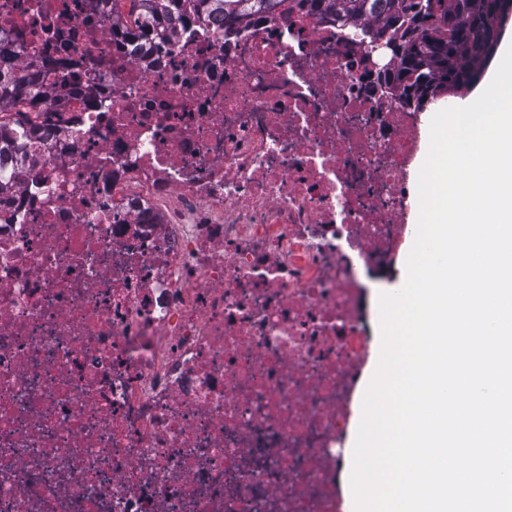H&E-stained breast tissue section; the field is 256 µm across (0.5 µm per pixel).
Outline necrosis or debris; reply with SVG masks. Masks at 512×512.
<instances>
[{
    "mask_svg": "<svg viewBox=\"0 0 512 512\" xmlns=\"http://www.w3.org/2000/svg\"><path fill=\"white\" fill-rule=\"evenodd\" d=\"M116 8L0 0L53 113L0 197V512H336L419 115L292 0L143 50ZM412 235H416V229L411 224V231L406 236L400 249L396 252L393 259L386 266L385 277L389 282L378 283L373 288H368L360 298L359 310L365 321L370 341L368 351L364 359L359 364L353 380L352 387L348 394L345 411L346 425L339 440L338 456L334 466L333 476L336 483V500L338 503L337 512H353L354 503L352 492L349 484V477L352 465V455L349 447L353 445L357 428L361 419V405L366 388V380L368 373L372 372L377 366L378 351L380 347L379 334V309L378 297L383 293L384 289L389 288L393 283L397 282L405 272L407 243Z\"/></svg>",
    "mask_w": 512,
    "mask_h": 512,
    "instance_id": "1",
    "label": "necrosis or debris"
}]
</instances>
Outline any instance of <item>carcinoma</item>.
<instances>
[{
	"label": "carcinoma",
	"mask_w": 512,
	"mask_h": 512,
	"mask_svg": "<svg viewBox=\"0 0 512 512\" xmlns=\"http://www.w3.org/2000/svg\"><path fill=\"white\" fill-rule=\"evenodd\" d=\"M282 0H139L140 12L125 23L124 37L165 38L175 21L211 13L224 15V23L233 25L259 14L272 15ZM300 7L336 17L344 26L373 24L372 41L384 38L393 28L399 33L389 39L393 46V68L377 75L376 83L396 92L408 103V90L425 87L432 96L446 90L470 88L468 78L484 71L497 52L490 38L501 23L494 11V0H300ZM22 43L16 38L0 37V114L7 111L13 119L0 121V196L10 190L15 166L27 160L31 145L40 138V127L28 122L29 106L40 96L42 87L17 71H6Z\"/></svg>",
	"instance_id": "carcinoma-1"
}]
</instances>
